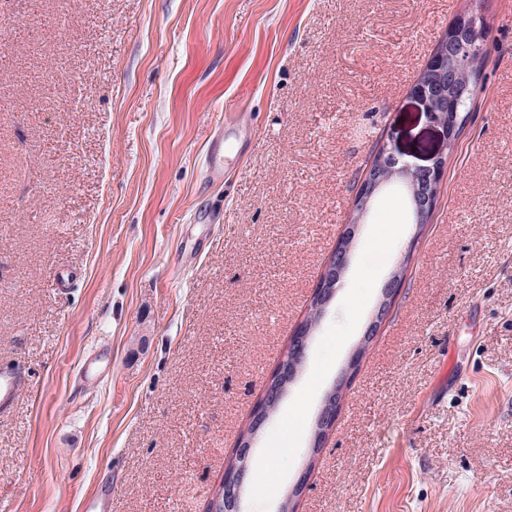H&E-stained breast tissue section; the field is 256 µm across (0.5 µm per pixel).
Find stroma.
I'll use <instances>...</instances> for the list:
<instances>
[{"mask_svg": "<svg viewBox=\"0 0 512 512\" xmlns=\"http://www.w3.org/2000/svg\"><path fill=\"white\" fill-rule=\"evenodd\" d=\"M472 0H0V512H204L305 315L379 138L428 164L410 98ZM431 224L297 512H512V0ZM239 122L224 180L217 129ZM363 225L253 456L275 509L415 228ZM298 416L296 444L273 470ZM22 384V377L17 370L0 367V411L2 413L13 406Z\"/></svg>", "mask_w": 512, "mask_h": 512, "instance_id": "obj_1", "label": "stroma"}]
</instances>
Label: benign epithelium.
Returning a JSON list of instances; mask_svg holds the SVG:
<instances>
[{"instance_id": "obj_1", "label": "benign epithelium", "mask_w": 512, "mask_h": 512, "mask_svg": "<svg viewBox=\"0 0 512 512\" xmlns=\"http://www.w3.org/2000/svg\"><path fill=\"white\" fill-rule=\"evenodd\" d=\"M486 27V16L476 6L461 13L448 27L435 45L431 56L410 90V97L423 113L427 122L441 135L440 147L427 166L400 162L396 147L383 140L379 143L373 160L367 165L360 188L353 201L354 223L352 231L342 230L334 250L325 261L313 294L308 315L294 328L287 356L293 369L285 368L281 360L268 374L261 397L255 403L249 417L254 428L261 430L272 415L273 409L288 397L290 388L297 381L307 360L308 343L319 329L328 309L335 299L338 288L350 267L361 224L374 208L377 200L394 183L402 185L409 200L411 223L421 232L431 223L436 209L440 184L446 173L448 153L459 143L460 129L464 123L460 113L463 103L476 95V87L470 82L458 84L455 77L466 72L473 58L485 54L480 31ZM403 282L402 270H394L380 288L377 302L366 320L360 341L370 342L382 331ZM364 348L357 347L341 368L336 380L325 392L314 420L316 425L314 446L323 447L336 424L342 404V396L350 387L362 361ZM256 434L252 433L236 442L232 464L224 465L225 488L229 489L228 512H243L245 497L244 474L249 467ZM313 465L307 463L301 470L286 501L279 503L278 512H291L293 499L306 491Z\"/></svg>"}]
</instances>
